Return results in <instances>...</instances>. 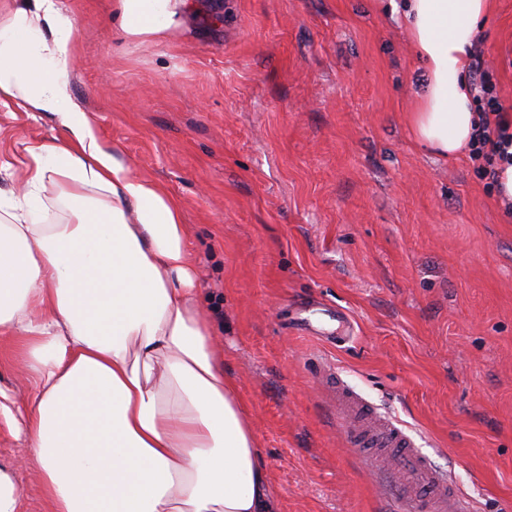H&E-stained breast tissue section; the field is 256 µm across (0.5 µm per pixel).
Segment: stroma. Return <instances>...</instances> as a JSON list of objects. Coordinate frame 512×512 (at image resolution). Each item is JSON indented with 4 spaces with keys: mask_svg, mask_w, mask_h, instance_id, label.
Masks as SVG:
<instances>
[{
    "mask_svg": "<svg viewBox=\"0 0 512 512\" xmlns=\"http://www.w3.org/2000/svg\"><path fill=\"white\" fill-rule=\"evenodd\" d=\"M59 6L74 100L182 207L281 512H393L338 424V380L402 424L470 512H512V213L468 157L410 137L424 71L403 26L378 0H186L176 27L126 42L115 0ZM480 48L512 117V0H492ZM66 135L0 99V194L22 189L29 145ZM0 385L33 391L2 332ZM0 465L18 512H48L33 450L2 423Z\"/></svg>",
    "mask_w": 512,
    "mask_h": 512,
    "instance_id": "1",
    "label": "stroma"
}]
</instances>
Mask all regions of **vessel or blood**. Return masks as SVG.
Masks as SVG:
<instances>
[{
  "label": "vessel or blood",
  "mask_w": 512,
  "mask_h": 512,
  "mask_svg": "<svg viewBox=\"0 0 512 512\" xmlns=\"http://www.w3.org/2000/svg\"><path fill=\"white\" fill-rule=\"evenodd\" d=\"M336 412L351 445L379 448V462L407 512H466L464 498L422 456L404 428L378 415L361 397L340 387Z\"/></svg>",
  "instance_id": "1"
}]
</instances>
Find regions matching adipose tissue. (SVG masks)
Masks as SVG:
<instances>
[{
	"mask_svg": "<svg viewBox=\"0 0 512 512\" xmlns=\"http://www.w3.org/2000/svg\"><path fill=\"white\" fill-rule=\"evenodd\" d=\"M184 0H118L123 40L177 25ZM425 84L414 141L453 159L479 114L469 59L490 0H384ZM0 97L60 117L66 139L29 146L22 195L0 201V330L35 383L0 420L39 464L50 512H279L224 350L198 300L179 202L133 173L73 101V21L57 0H7ZM63 180L69 220L46 221Z\"/></svg>",
	"mask_w": 512,
	"mask_h": 512,
	"instance_id": "1",
	"label": "adipose tissue"
}]
</instances>
